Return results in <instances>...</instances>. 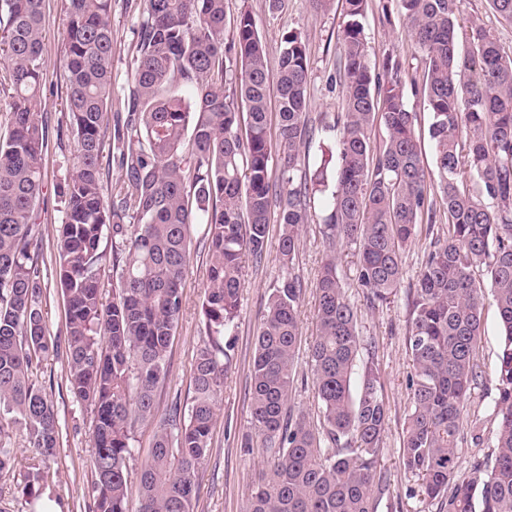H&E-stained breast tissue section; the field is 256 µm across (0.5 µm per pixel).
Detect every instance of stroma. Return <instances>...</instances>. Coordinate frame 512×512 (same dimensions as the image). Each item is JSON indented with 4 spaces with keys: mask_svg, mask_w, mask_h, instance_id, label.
<instances>
[{
    "mask_svg": "<svg viewBox=\"0 0 512 512\" xmlns=\"http://www.w3.org/2000/svg\"><path fill=\"white\" fill-rule=\"evenodd\" d=\"M227 18L249 11L263 40L270 79H277L279 59L288 33H299L309 52L310 118L313 131L332 124L342 111L340 76L343 64L336 43L344 21L343 0L319 7L314 0H283L281 9L271 10L268 0H224ZM141 5L134 0H112V109H123L124 97L132 82L130 60L135 51V31L140 21ZM460 33L483 27L505 50H512V23L504 21L490 7L488 0H460L456 13ZM363 34L371 62L380 63L385 52L401 57L410 75L421 76L422 54L411 39L395 0H368L362 20ZM47 39L43 51L46 86L44 110L50 126H57L66 108V93L61 78L64 54L63 0H47ZM69 136L51 137L43 164L46 185L37 205L41 222L44 254H51L52 244L61 224V203L56 185L62 179L70 155ZM312 221L300 234V250L295 272L304 285L299 315L300 346L296 353L295 381L288 407L292 412L316 414L309 347L317 332L318 299L316 283L321 275L327 246L319 232V199L311 201ZM419 233L403 254L404 280L390 303L369 307L366 291L357 283L359 255L354 246L336 249V269L349 302L357 311L363 346H374L388 403V422L379 456L378 470L389 487L377 512H440L438 502L409 496L415 479L402 460L404 428L409 408L408 382L413 373L407 352V334L411 318L412 283L430 249L433 236ZM277 239H270L261 263L247 262L241 294L237 340L231 368L224 376V389L216 411L212 447L203 464L193 499V512H244L257 482L268 470L270 457L263 439L250 424L251 363L255 340L262 323L270 288L282 274L277 255ZM209 244L202 230L192 233L188 274L183 288V308L177 332L167 353V375L156 390L159 411L172 402L188 405L193 395V365L198 349L206 342L202 301L207 281ZM42 310L50 337L57 350L42 354L31 368V378L45 393L58 430L57 453L43 466L42 496L62 501L67 512H93V475L91 472V433L93 415L76 400L68 383L66 358V306L60 288L49 286L42 298ZM482 332L476 354L483 371L471 391L460 426L456 472L470 474L474 465L494 454L496 420L494 368L500 346L501 325L492 296H485ZM15 449L11 470L0 475V505L9 512H37L38 503L23 493L24 479L34 451L22 431H14Z\"/></svg>",
    "mask_w": 512,
    "mask_h": 512,
    "instance_id": "obj_1",
    "label": "stroma"
}]
</instances>
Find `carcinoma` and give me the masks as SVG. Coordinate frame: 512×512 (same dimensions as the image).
Listing matches in <instances>:
<instances>
[{
  "instance_id": "1",
  "label": "carcinoma",
  "mask_w": 512,
  "mask_h": 512,
  "mask_svg": "<svg viewBox=\"0 0 512 512\" xmlns=\"http://www.w3.org/2000/svg\"><path fill=\"white\" fill-rule=\"evenodd\" d=\"M423 55L422 83L433 114L436 167L421 161L416 115L405 104L408 74L385 54L372 70L363 35L367 0H345L339 35L344 61L336 185L333 156L321 150L300 168L308 132L309 60L300 34L285 37L277 78L278 136H267L266 52L247 11L224 37V0H145L131 60L126 111L112 107V0H65L66 131L73 141L57 185L63 218L56 283L67 306L68 382L91 409L94 512H192L196 475L233 359L243 269L260 263L277 208L278 256L288 274L271 289L251 370V424L274 462L246 512H377V475L388 407L374 358L360 356L357 315L327 256L316 284L318 334L311 345L319 405L316 426L286 411L293 383L303 282L294 273L308 200L323 198L322 238L351 243L357 280L370 305L399 288L402 253L422 226L448 217L417 276L408 331L410 408L403 463L410 489L444 512H512V53L482 29L456 23L459 0H397ZM45 0H0V474L13 460L9 430L21 429L37 457L23 493L35 500L41 463L56 455L58 431L46 396L29 379L49 351L42 296L48 288L36 203L49 126L42 111ZM384 128L375 147L374 123ZM124 180L105 196L104 147ZM280 157L273 169V156ZM210 263L202 302L208 341L194 362L188 413L158 415L155 390L180 319L194 227ZM112 244L120 288L106 304L102 248ZM503 329L495 370V451L455 478L458 434L472 386L484 290ZM156 425L154 444L130 508L131 428Z\"/></svg>"
}]
</instances>
